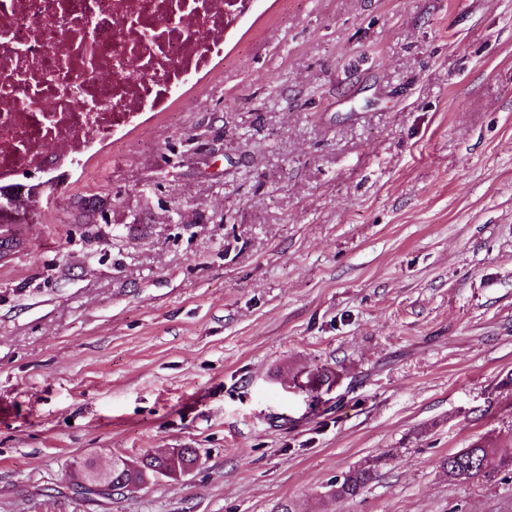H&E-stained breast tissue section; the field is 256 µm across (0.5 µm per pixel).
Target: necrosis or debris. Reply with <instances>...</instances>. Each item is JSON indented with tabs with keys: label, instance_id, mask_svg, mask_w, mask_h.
<instances>
[{
	"label": "necrosis or debris",
	"instance_id": "obj_1",
	"mask_svg": "<svg viewBox=\"0 0 512 512\" xmlns=\"http://www.w3.org/2000/svg\"><path fill=\"white\" fill-rule=\"evenodd\" d=\"M253 0H0V187L162 110Z\"/></svg>",
	"mask_w": 512,
	"mask_h": 512
}]
</instances>
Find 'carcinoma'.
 I'll list each match as a JSON object with an SVG mask.
<instances>
[{
    "mask_svg": "<svg viewBox=\"0 0 512 512\" xmlns=\"http://www.w3.org/2000/svg\"><path fill=\"white\" fill-rule=\"evenodd\" d=\"M494 449L483 441L443 457L439 467L454 480H467L475 477L492 478L495 470L489 468V460ZM198 462L193 448H176L169 452H155L143 455L138 461L131 462L122 456L112 457L114 467L110 482L116 489H125L130 485L155 482L160 478L176 479L190 472ZM384 463L383 457H376L364 465L354 467L326 486V499H352L376 478ZM94 462L86 459L81 462L70 477L68 489L76 497L95 501L97 493L81 484L91 476Z\"/></svg>",
    "mask_w": 512,
    "mask_h": 512,
    "instance_id": "cac0c4a2",
    "label": "carcinoma"
}]
</instances>
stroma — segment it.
I'll return each instance as SVG.
<instances>
[{"mask_svg":"<svg viewBox=\"0 0 512 512\" xmlns=\"http://www.w3.org/2000/svg\"><path fill=\"white\" fill-rule=\"evenodd\" d=\"M56 171L0 223V512H512L437 466L512 453V0H255ZM164 448L196 469L72 498ZM494 449L483 441H476L439 461V467L454 480L475 477L491 479L496 468L489 469V460ZM494 477V476H493ZM384 461L380 456L350 469L325 487L323 498L336 500L357 497L376 478ZM93 468V460L85 459L74 470L70 477L71 482L68 485V489L72 495L89 501H97L100 499L95 497L98 494L93 491L91 487H87L79 482L80 480L88 479L93 472Z\"/></svg>","mask_w":512,"mask_h":512,"instance_id":"obj_1","label":"stroma"}]
</instances>
